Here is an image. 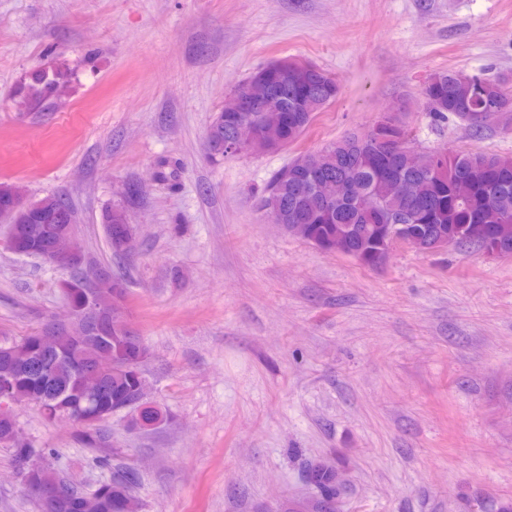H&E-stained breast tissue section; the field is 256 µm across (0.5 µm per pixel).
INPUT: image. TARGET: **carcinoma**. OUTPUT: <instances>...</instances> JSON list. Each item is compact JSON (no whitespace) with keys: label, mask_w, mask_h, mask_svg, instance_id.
Here are the masks:
<instances>
[{"label":"carcinoma","mask_w":512,"mask_h":512,"mask_svg":"<svg viewBox=\"0 0 512 512\" xmlns=\"http://www.w3.org/2000/svg\"><path fill=\"white\" fill-rule=\"evenodd\" d=\"M69 69L58 67L51 71H34L27 75L18 86L16 96L26 112H39L53 101L64 97L70 88ZM340 93L337 79L322 69L310 77L303 93V115L292 119L294 113H278L282 101L271 102L257 108L272 116L282 115V139L293 143L309 126L312 114L336 99ZM422 95L434 97L436 105L431 109L438 122L449 118L459 119L475 129L484 127L498 118L503 107L512 109V100L503 96L499 83L482 78L480 85L462 82L454 71L431 73L422 87ZM236 120L230 113L223 124L208 127L206 139L211 151L224 149V140L234 129ZM408 138L405 129L383 128L373 134V141L386 149L382 160L403 169L404 180L412 183L419 194L433 198L435 212L432 224H419L411 217L410 203L401 188L380 182L371 162L355 152L359 136L349 133L330 142L319 150L321 174L347 183L351 195L328 203L311 189H301L291 182L270 180L264 194L275 195L281 215L290 224L308 225L310 239L324 252L336 250V237L341 232L349 235L350 249L357 252L365 265L375 264L389 236L388 227L373 222L369 211L362 208L358 199L370 196L392 216L394 223L406 225L408 232L425 236L436 232L457 240L458 245L476 250L497 248L512 252V184H501L486 193L485 211L461 208L450 201L451 192L457 180L476 170L485 168L501 173H512V155L485 152L457 153L445 147L426 148L415 154L402 150L399 138ZM0 212L10 213L18 218L17 241L27 247L26 238L35 236L40 225L58 227L75 224L71 205L62 197L46 196L36 202V207L25 210L22 207L20 188L0 183ZM506 216L508 221L497 226L486 224L485 214ZM128 223L127 212L120 205L108 207L102 215L104 233L112 252L120 251L121 238ZM70 337L60 334L47 347L39 346L33 337L23 336L16 341L13 357L0 352V385H10L16 402L37 408L47 421L63 412L68 402L85 399L89 377L81 376L79 368L87 365L97 355H108L115 362L109 377L112 402L122 404L136 392L139 374L143 366L128 369L126 365L136 362L138 349L145 347L141 337L122 327L110 336L92 338L78 351L69 347ZM24 362L30 366L32 376L16 372L13 365ZM165 419L163 412L142 402L131 409L128 426L144 430ZM71 421L77 426L78 436L92 453V461L107 465L112 461L111 453L103 452L106 436L103 425L108 417L91 418V411L85 409L72 414ZM14 460L35 455L46 466L33 473L38 481L56 485L68 492L67 507L60 505L49 508V512H142V505L134 494L137 473L127 467L118 466L112 478L103 481L89 491L79 489L55 466L56 451L53 448H35L17 443L10 446ZM306 486L315 491L316 499L311 505L314 512H325L326 499L336 495V470L324 463H310L303 471Z\"/></svg>","instance_id":"cac0c4a2"}]
</instances>
